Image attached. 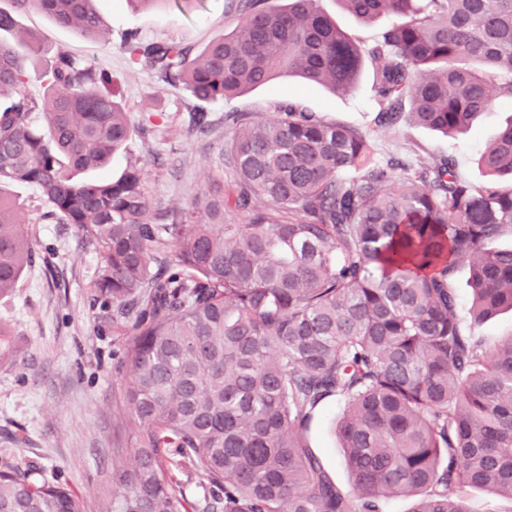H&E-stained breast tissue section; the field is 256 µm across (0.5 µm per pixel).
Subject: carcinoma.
<instances>
[{"instance_id": "carcinoma-1", "label": "carcinoma", "mask_w": 512, "mask_h": 512, "mask_svg": "<svg viewBox=\"0 0 512 512\" xmlns=\"http://www.w3.org/2000/svg\"><path fill=\"white\" fill-rule=\"evenodd\" d=\"M0 7V294L31 251L30 223L6 186H33L41 219L74 224L102 252L95 289L112 308L119 353L116 428L104 512H468L488 489L512 499V338L480 326L512 310V122L460 180L453 158L382 163L369 134L291 104L271 118L235 112L220 165L183 204L150 205L143 169L105 168L136 128L108 75L53 53L18 17L31 10L82 38L103 39L99 0H9ZM321 0H224L237 18L203 50L127 35L130 68L215 102L282 73L351 91L375 66L374 119L453 137L512 97V0H341L363 21L392 18L367 47ZM37 82L43 96L26 86ZM246 215L242 223L224 218ZM176 246L163 271L156 254ZM470 264L462 312L453 282ZM343 404L344 492L304 441L320 405ZM204 473L202 503L174 480ZM0 512H82L65 486L0 470Z\"/></svg>"}]
</instances>
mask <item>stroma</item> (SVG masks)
<instances>
[{
	"instance_id": "obj_1",
	"label": "stroma",
	"mask_w": 512,
	"mask_h": 512,
	"mask_svg": "<svg viewBox=\"0 0 512 512\" xmlns=\"http://www.w3.org/2000/svg\"><path fill=\"white\" fill-rule=\"evenodd\" d=\"M109 42L77 37L43 13L19 18L49 49H64L109 72L136 132L125 153L114 156L111 173L128 161H140L150 203H182L191 188L208 177L232 183L219 168L224 147V117L231 112L272 115L275 104L291 102L325 119L368 131L381 161L434 164L456 159L462 180L481 185L476 159L482 146L512 118V99L501 96L457 138H446L418 125L394 130L375 126L372 64H365L356 87L347 93L309 85L280 75L270 84L224 102L201 104L182 87L160 82L152 74L129 68L121 49L124 36L173 40L200 51L220 30L236 20L224 13V0H201L186 12L166 0L160 8L132 11L124 0H102ZM205 112L207 132L194 117ZM8 194L30 214L27 236L32 250L14 290L0 296V322L10 331L7 351L0 352V467L30 473L33 479L68 486L81 499L83 512H102L112 489V384L117 358L109 309L96 298L94 283L101 252L82 237L76 225L42 221L36 190L8 186ZM342 406L334 400L316 411L305 440L321 457L332 478L351 491L352 478L334 433Z\"/></svg>"
}]
</instances>
